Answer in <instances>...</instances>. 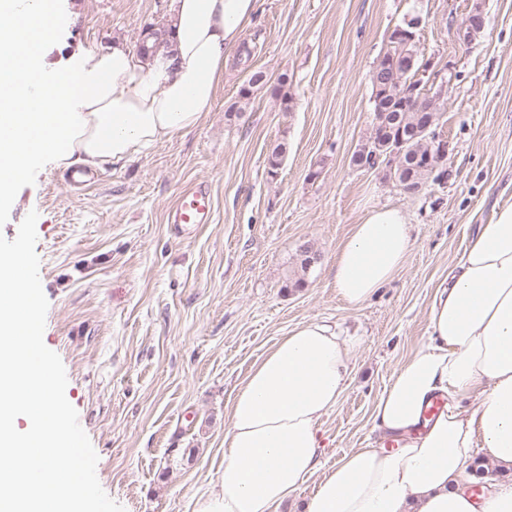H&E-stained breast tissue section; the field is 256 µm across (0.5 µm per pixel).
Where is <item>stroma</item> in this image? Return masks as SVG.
<instances>
[{
    "label": "stroma",
    "mask_w": 512,
    "mask_h": 512,
    "mask_svg": "<svg viewBox=\"0 0 512 512\" xmlns=\"http://www.w3.org/2000/svg\"><path fill=\"white\" fill-rule=\"evenodd\" d=\"M476 4L485 27L465 43L456 31ZM172 7L57 0L39 54L63 71L115 43L137 50ZM407 14L422 18L420 55L453 74L438 127L448 176L414 194L352 162L373 125L370 71ZM257 70L268 82L242 103ZM280 143L273 174L268 156ZM94 172L78 191L66 169L36 164L0 208V235L14 239L37 211L43 340L65 367L97 478L124 512H192L223 471L237 385L303 322L355 342L345 391L320 424V469L350 449L384 446L376 400L426 338L434 291L457 255L512 201V0H259L201 123ZM199 181L212 187L214 221L178 235L165 214ZM381 207L407 213L413 247L394 279L351 309L331 270L351 226ZM304 245L317 260L298 288Z\"/></svg>",
    "instance_id": "35a3bbf8"
}]
</instances>
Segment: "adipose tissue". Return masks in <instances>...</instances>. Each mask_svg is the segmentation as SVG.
Listing matches in <instances>:
<instances>
[{
  "instance_id": "1",
  "label": "adipose tissue",
  "mask_w": 512,
  "mask_h": 512,
  "mask_svg": "<svg viewBox=\"0 0 512 512\" xmlns=\"http://www.w3.org/2000/svg\"><path fill=\"white\" fill-rule=\"evenodd\" d=\"M257 4L174 0L173 36L153 54L114 45L69 70L65 84L36 53L15 56L13 30L1 26L0 69L26 64L42 85L27 94L0 77V202L39 157L62 167L118 162L195 128ZM411 248L402 209L368 211L336 254L338 300L363 306ZM428 318V336L373 408L374 427L397 448L351 449L320 476L306 512H512V483L481 497L467 489L478 449L512 467V203L479 225L436 288ZM352 349L318 321L276 341L237 387L222 476L193 512H278L315 475L319 423L344 393ZM437 399L443 409L426 417Z\"/></svg>"
}]
</instances>
